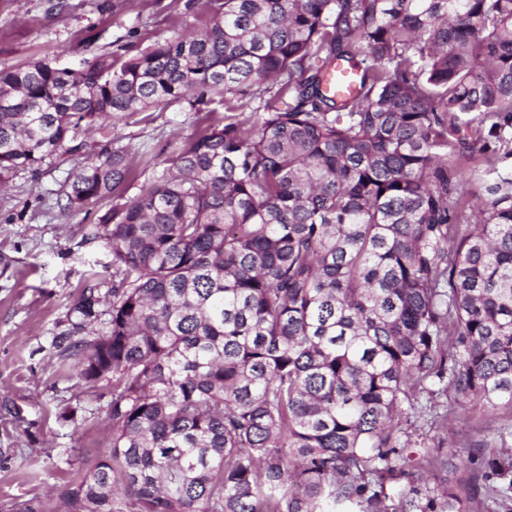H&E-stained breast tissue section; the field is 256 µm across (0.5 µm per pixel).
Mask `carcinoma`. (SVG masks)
Returning <instances> with one entry per match:
<instances>
[{"mask_svg": "<svg viewBox=\"0 0 512 512\" xmlns=\"http://www.w3.org/2000/svg\"><path fill=\"white\" fill-rule=\"evenodd\" d=\"M340 62L351 96L325 88ZM213 96L224 120L136 198L110 140L58 191L112 200L107 330L73 339L86 288L53 340L112 377L111 446L59 512H473L452 486L387 487L418 394L512 411V0H208L203 30L128 58L0 70V185L103 117ZM480 472L512 512V452Z\"/></svg>", "mask_w": 512, "mask_h": 512, "instance_id": "1", "label": "carcinoma"}]
</instances>
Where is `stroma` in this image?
Segmentation results:
<instances>
[{"mask_svg":"<svg viewBox=\"0 0 512 512\" xmlns=\"http://www.w3.org/2000/svg\"><path fill=\"white\" fill-rule=\"evenodd\" d=\"M206 22V0H0V69L39 59L75 66L97 54H133ZM223 116L219 101L198 112L184 102L161 105L106 121L104 133L91 135L86 154L108 136L126 146L133 173L121 192L131 200L160 173L172 149ZM86 154L44 164L36 179L18 172L0 188V512L16 501L49 499L69 472L110 444L111 380L86 383L52 345L70 329V310L85 288L95 287L101 298L87 330L104 331L112 300L111 258L91 236L107 201L70 210L56 204L61 181ZM511 417L505 408L487 413L460 406L445 431L418 419L409 431L412 454L426 449L470 459L464 469L421 471L419 487L447 482L468 490L480 467L469 456L471 443L493 448L495 429Z\"/></svg>","mask_w":512,"mask_h":512,"instance_id":"stroma-1","label":"stroma"}]
</instances>
